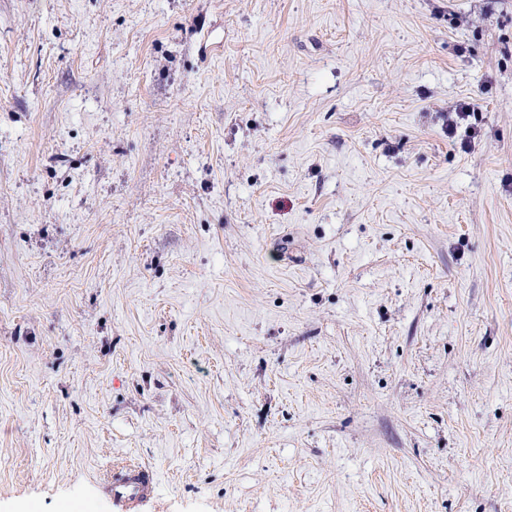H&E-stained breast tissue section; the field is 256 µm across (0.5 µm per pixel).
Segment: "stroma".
I'll return each mask as SVG.
<instances>
[{"label": "stroma", "mask_w": 512, "mask_h": 512, "mask_svg": "<svg viewBox=\"0 0 512 512\" xmlns=\"http://www.w3.org/2000/svg\"><path fill=\"white\" fill-rule=\"evenodd\" d=\"M126 461L512 512V0H0V512Z\"/></svg>", "instance_id": "obj_1"}]
</instances>
